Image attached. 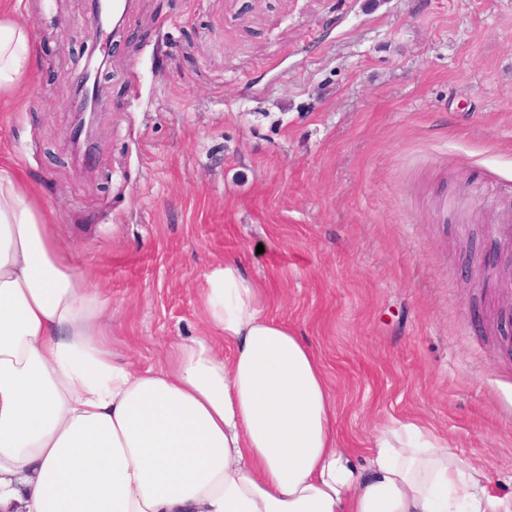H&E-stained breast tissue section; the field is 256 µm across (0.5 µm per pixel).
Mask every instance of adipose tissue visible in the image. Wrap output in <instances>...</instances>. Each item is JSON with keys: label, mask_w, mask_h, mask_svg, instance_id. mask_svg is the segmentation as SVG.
<instances>
[{"label": "adipose tissue", "mask_w": 512, "mask_h": 512, "mask_svg": "<svg viewBox=\"0 0 512 512\" xmlns=\"http://www.w3.org/2000/svg\"><path fill=\"white\" fill-rule=\"evenodd\" d=\"M35 51L32 24L1 10L0 99ZM267 302L225 259L206 335L172 340L158 371L114 359L97 292L0 165V512H512L414 422L376 432L359 468L317 357Z\"/></svg>", "instance_id": "1"}]
</instances>
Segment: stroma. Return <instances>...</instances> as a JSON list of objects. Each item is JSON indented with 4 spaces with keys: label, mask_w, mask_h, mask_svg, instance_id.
<instances>
[{
    "label": "stroma",
    "mask_w": 512,
    "mask_h": 512,
    "mask_svg": "<svg viewBox=\"0 0 512 512\" xmlns=\"http://www.w3.org/2000/svg\"><path fill=\"white\" fill-rule=\"evenodd\" d=\"M38 58L0 100L22 168L101 291L112 353L161 367L202 336L225 258L319 359L343 447L412 420L512 499V0H10ZM107 64L91 160L63 85Z\"/></svg>",
    "instance_id": "35a3bbf8"
}]
</instances>
